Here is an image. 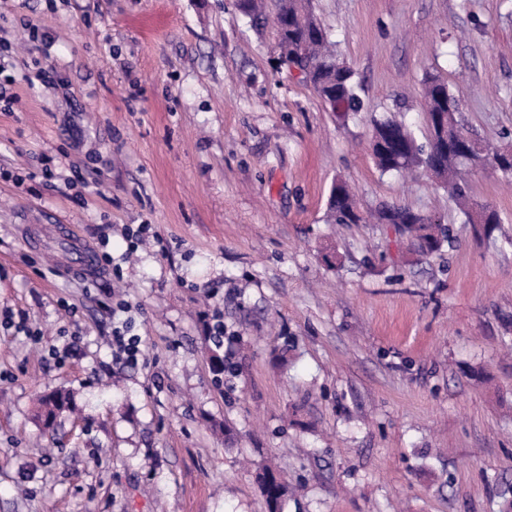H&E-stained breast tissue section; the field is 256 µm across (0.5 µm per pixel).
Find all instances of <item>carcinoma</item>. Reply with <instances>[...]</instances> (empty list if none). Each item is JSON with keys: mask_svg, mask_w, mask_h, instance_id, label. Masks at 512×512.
Returning <instances> with one entry per match:
<instances>
[{"mask_svg": "<svg viewBox=\"0 0 512 512\" xmlns=\"http://www.w3.org/2000/svg\"><path fill=\"white\" fill-rule=\"evenodd\" d=\"M243 10L255 26L261 29L266 27L269 15L283 26V29L274 32L280 47L306 48L308 60L312 63L310 82L319 97L340 117L347 119L361 110L355 73L349 68L337 67L336 55L325 30L309 8V0H243ZM424 107L432 122L435 121L436 113L447 114L448 141L425 149L417 143L403 121L392 118L377 121L374 124V137L384 143L389 155L378 150L373 152L375 163L382 172L402 171L412 167L433 170L446 183L449 197L458 203L466 220L472 224L474 214L462 172L477 164L478 157L464 153L475 136L459 123V100L437 76L430 75L425 80ZM337 189L340 194L331 201L327 217L334 224H351L356 210L355 201L345 183H340ZM378 220L384 224L400 225V230L407 235L411 246L422 254H433L440 250L443 242L452 241L450 229L427 224L423 215L407 208L387 207L378 213ZM220 348V343H214L209 355L212 371L219 383L226 371ZM69 407L68 394L53 392L42 400L38 417L50 426Z\"/></svg>", "mask_w": 512, "mask_h": 512, "instance_id": "cac0c4a2", "label": "carcinoma"}]
</instances>
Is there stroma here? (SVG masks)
<instances>
[{"label":"stroma","instance_id":"35a3bbf8","mask_svg":"<svg viewBox=\"0 0 512 512\" xmlns=\"http://www.w3.org/2000/svg\"><path fill=\"white\" fill-rule=\"evenodd\" d=\"M311 4L360 85L355 118L277 65L234 0H0V512H269L267 467L281 512H512V175L465 176L500 216L488 233L371 151L390 116L427 142L429 73L512 149V0ZM339 179L362 213L411 209L452 244L327 223ZM55 224L117 259L126 229L151 230L120 275L87 277ZM112 297L137 365L112 361ZM55 389L75 410L47 429Z\"/></svg>","mask_w":512,"mask_h":512}]
</instances>
